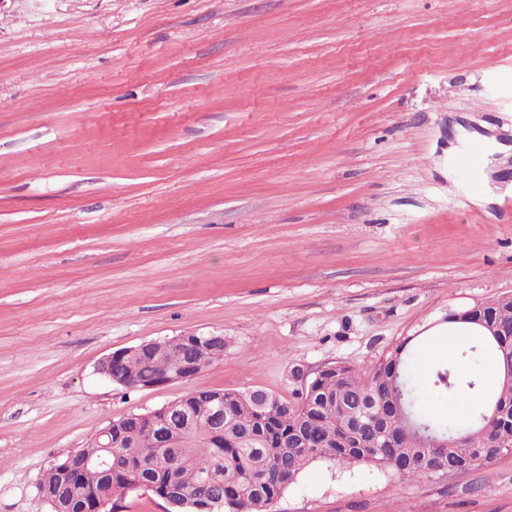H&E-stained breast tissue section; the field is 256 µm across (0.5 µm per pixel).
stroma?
I'll return each mask as SVG.
<instances>
[{
    "mask_svg": "<svg viewBox=\"0 0 512 512\" xmlns=\"http://www.w3.org/2000/svg\"><path fill=\"white\" fill-rule=\"evenodd\" d=\"M508 146L449 179L459 130ZM512 0H0V512L192 390L292 399L512 296ZM224 357L128 389L106 355ZM273 512H512V453L406 480L313 462ZM185 341L189 344L199 347L206 351L211 345L222 342L224 337L215 333L189 332L184 335ZM172 343L168 347L154 348L161 341H151L140 344L136 347L127 348L120 352L111 353L106 356L98 365L97 372L103 375L111 383L126 388H154L175 383L187 382L195 378L201 372H196V367L182 365L181 369L171 374H164L155 382L140 387L133 385L137 383H149L158 374L162 373L171 364L188 362L197 366V369L205 370L215 361L224 357V343L216 345L207 354L198 352L195 348L187 346L182 342V338L173 337ZM154 348V349H153ZM150 354L144 355L148 353ZM131 354L144 355L140 358H127ZM124 361L120 367V376L113 375V371L119 362ZM127 378L131 383H129Z\"/></svg>",
    "mask_w": 512,
    "mask_h": 512,
    "instance_id": "35a3bbf8",
    "label": "stroma"
}]
</instances>
